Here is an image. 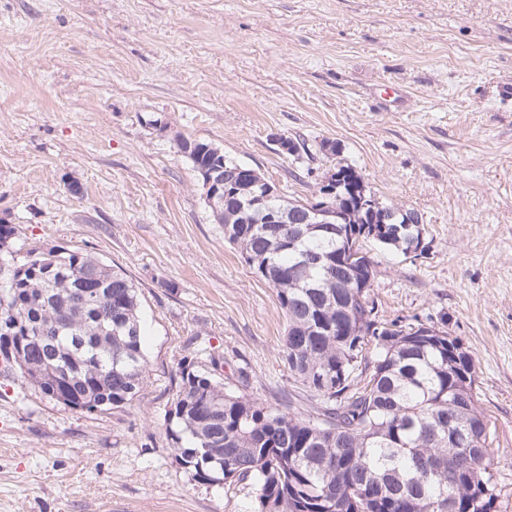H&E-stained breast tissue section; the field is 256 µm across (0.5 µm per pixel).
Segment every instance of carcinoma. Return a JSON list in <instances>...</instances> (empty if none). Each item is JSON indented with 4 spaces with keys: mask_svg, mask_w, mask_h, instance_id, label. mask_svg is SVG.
<instances>
[{
    "mask_svg": "<svg viewBox=\"0 0 512 512\" xmlns=\"http://www.w3.org/2000/svg\"><path fill=\"white\" fill-rule=\"evenodd\" d=\"M192 168L231 158L204 140H183ZM226 166V165H224ZM343 185L325 224H304L301 200L276 196L288 223L265 224L256 209L224 198L215 220L224 240L273 288L287 319L284 360L309 408L273 407L226 386L195 362L180 363L179 393L164 412L175 459L208 485L250 478L254 512H497L501 489L488 449L491 421L479 409L475 361L442 327L430 334L376 319L368 299L371 257L346 263L349 240L404 254L424 233L421 215L364 187L351 165H333ZM235 179L233 166L224 180ZM373 224L380 238L362 234ZM0 288V355L47 399L98 411L129 404L147 373L138 289L79 249L18 250ZM84 286L92 293L79 301ZM60 322L58 336H40ZM459 413L460 421L448 420Z\"/></svg>",
    "mask_w": 512,
    "mask_h": 512,
    "instance_id": "carcinoma-1",
    "label": "carcinoma"
}]
</instances>
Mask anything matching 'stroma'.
<instances>
[{"label": "stroma", "mask_w": 512, "mask_h": 512, "mask_svg": "<svg viewBox=\"0 0 512 512\" xmlns=\"http://www.w3.org/2000/svg\"><path fill=\"white\" fill-rule=\"evenodd\" d=\"M509 79L512 0H0V222L21 250L79 249L125 273L148 360L132 402L93 414L0 376V512H253L252 479L200 484L174 458L163 415L182 358L308 406L285 315L225 242L183 139L296 199L347 163L420 213L427 252L371 248L370 297L381 321L445 323L474 355L512 512ZM398 90L411 101L395 110Z\"/></svg>", "instance_id": "obj_1"}]
</instances>
